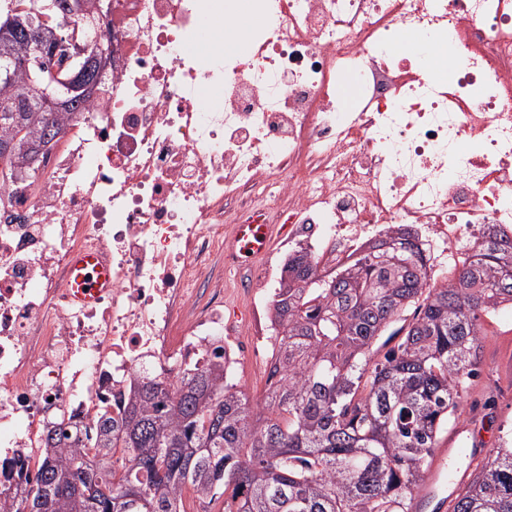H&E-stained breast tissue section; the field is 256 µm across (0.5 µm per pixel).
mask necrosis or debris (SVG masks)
<instances>
[{"label":"necrosis or debris","instance_id":"1","mask_svg":"<svg viewBox=\"0 0 512 512\" xmlns=\"http://www.w3.org/2000/svg\"><path fill=\"white\" fill-rule=\"evenodd\" d=\"M258 7L245 52L203 53L223 0H112V66L42 152L40 186L0 184V491L25 488L10 464L34 469L48 424L92 427L145 362L231 372L244 336L274 361L282 267L254 270L249 320L225 321V225H287L282 249L321 270L392 224L420 225L439 259L512 226V0ZM407 33L457 66L435 77ZM93 248L112 287L82 303L66 284Z\"/></svg>","mask_w":512,"mask_h":512}]
</instances>
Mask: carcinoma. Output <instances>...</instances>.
Returning <instances> with one entry per match:
<instances>
[{
	"label": "carcinoma",
	"instance_id": "cac0c4a2",
	"mask_svg": "<svg viewBox=\"0 0 512 512\" xmlns=\"http://www.w3.org/2000/svg\"><path fill=\"white\" fill-rule=\"evenodd\" d=\"M56 2L42 38L51 56L74 0ZM99 2L82 0L87 32L101 24ZM29 3L0 0V24L25 18ZM6 47L0 106L28 101L0 110V147L15 144L25 169L87 98L44 106L23 26ZM428 261L402 225L326 276L291 257L271 308L283 332L264 403L252 404L221 363L177 382L139 377L122 410L99 406L93 428L47 429L35 481L7 512H185L188 487L201 512L227 492L224 512H409L478 372L483 319L512 309V235L486 225L439 286ZM387 333L400 342L370 364ZM448 512H512V436L487 451Z\"/></svg>",
	"mask_w": 512,
	"mask_h": 512
}]
</instances>
